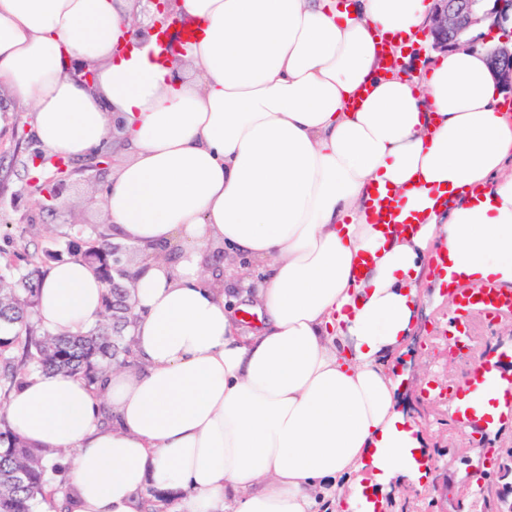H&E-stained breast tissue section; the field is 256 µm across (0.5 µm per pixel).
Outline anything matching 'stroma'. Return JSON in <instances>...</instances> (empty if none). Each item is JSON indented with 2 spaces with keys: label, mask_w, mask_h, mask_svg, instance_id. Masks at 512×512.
<instances>
[{
  "label": "stroma",
  "mask_w": 512,
  "mask_h": 512,
  "mask_svg": "<svg viewBox=\"0 0 512 512\" xmlns=\"http://www.w3.org/2000/svg\"><path fill=\"white\" fill-rule=\"evenodd\" d=\"M32 121L29 112L12 108L7 94L0 91V261L45 248L54 250L57 259H69L86 238L63 235L64 225L89 227L102 221L98 198L105 178L75 176L48 210L37 196L27 194L25 182L36 174L32 156L40 149L31 135ZM452 315L447 303L423 300L417 336L408 341L400 358L406 381L398 408L418 426L435 468L420 492H410L399 481L387 485L381 512H498L500 507L505 486L499 464L512 452V410H502L484 432L467 426L464 418L474 411L467 400V379L480 357L512 349V318L489 323L472 316L473 339L449 364L444 351ZM449 375L456 380L457 399L427 397L426 387L437 386Z\"/></svg>",
  "instance_id": "obj_1"
}]
</instances>
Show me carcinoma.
Returning a JSON list of instances; mask_svg holds the SVG:
<instances>
[{
  "label": "carcinoma",
  "mask_w": 512,
  "mask_h": 512,
  "mask_svg": "<svg viewBox=\"0 0 512 512\" xmlns=\"http://www.w3.org/2000/svg\"><path fill=\"white\" fill-rule=\"evenodd\" d=\"M96 244L73 254L90 264L106 285L105 316L95 327L79 334H39L34 321L43 259L26 255L22 266H0V400L5 399L30 373H68L96 382L97 374L114 364H129L131 339L127 323L112 320V306L125 303V295L112 288V242L99 227L90 228ZM46 456L24 443L0 415V512H36L39 505L55 501L57 512H66L58 497L53 470ZM173 502L168 491H154L146 512H163Z\"/></svg>",
  "instance_id": "cac0c4a2"
}]
</instances>
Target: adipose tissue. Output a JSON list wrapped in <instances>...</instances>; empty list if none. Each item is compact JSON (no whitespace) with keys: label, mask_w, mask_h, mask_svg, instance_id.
<instances>
[{"label":"adipose tissue","mask_w":512,"mask_h":512,"mask_svg":"<svg viewBox=\"0 0 512 512\" xmlns=\"http://www.w3.org/2000/svg\"><path fill=\"white\" fill-rule=\"evenodd\" d=\"M149 9L0 0V87L46 154H123L105 229L180 249L133 282L135 370L95 392L37 372L0 410L27 444L71 450L69 512H143L149 484L179 493L178 512H375L377 487L427 476L397 406L426 288L512 284V112L489 46L408 75L396 63L431 0H176L194 39L171 33L174 57L135 39ZM378 185L412 230L371 223ZM210 249L261 269L239 283L256 330L206 271ZM105 293L84 261L57 263L37 324L86 331Z\"/></svg>","instance_id":"adipose-tissue-1"}]
</instances>
